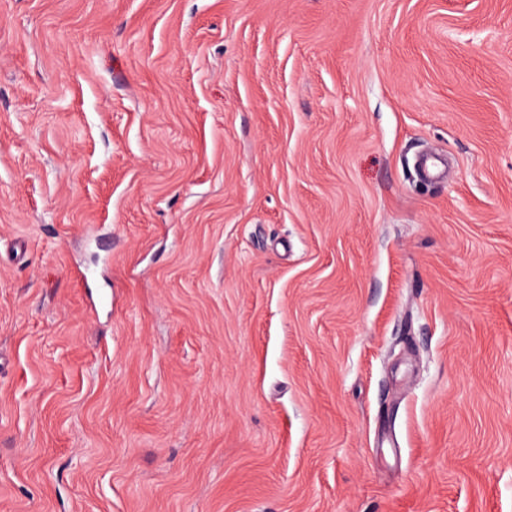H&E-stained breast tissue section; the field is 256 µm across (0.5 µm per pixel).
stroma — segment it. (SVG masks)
Wrapping results in <instances>:
<instances>
[{
	"label": "stroma",
	"mask_w": 512,
	"mask_h": 512,
	"mask_svg": "<svg viewBox=\"0 0 512 512\" xmlns=\"http://www.w3.org/2000/svg\"><path fill=\"white\" fill-rule=\"evenodd\" d=\"M0 512H512V0H0Z\"/></svg>",
	"instance_id": "obj_1"
}]
</instances>
